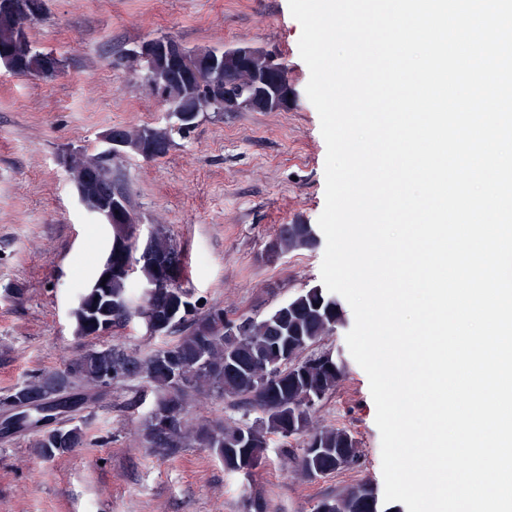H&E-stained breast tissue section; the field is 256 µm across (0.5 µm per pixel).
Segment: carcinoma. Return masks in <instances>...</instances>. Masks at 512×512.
<instances>
[{
    "label": "carcinoma",
    "instance_id": "obj_1",
    "mask_svg": "<svg viewBox=\"0 0 512 512\" xmlns=\"http://www.w3.org/2000/svg\"><path fill=\"white\" fill-rule=\"evenodd\" d=\"M24 0H0V55L15 62L13 72L52 78L60 70V60L46 62V53L36 49L28 36V28L39 18L23 8ZM224 58V66L209 81L196 87L198 112L181 120L177 128L115 127L122 142V153L109 157L105 152L93 156H70L67 169L85 207L96 206L108 187L121 190L124 208L134 212L131 197L114 174L117 162L128 156H143L144 145L155 146L153 159L165 156L173 142V134L190 130L205 112L220 115L214 102L224 98V76H229L233 89L249 95L250 111L275 112L285 106L288 85L274 77L264 78L267 57L254 51L243 61L232 48L223 53L213 49L185 51L184 69L172 73L164 85L167 96L177 98L188 89L187 81L207 59ZM112 268H98L95 280L106 279L104 287L94 293L83 290L77 309L73 311L75 334L100 336L109 333L122 321L134 317L152 323L150 331L167 335L180 326L188 332L173 344L153 354L140 357L115 346L89 350L71 360L63 372H50L32 377L12 393L0 398V408L22 402L33 395L42 399H58L62 403H79L66 391L100 392L108 386L104 371L112 369L113 378L140 376L152 388L154 402L141 430L142 438L155 451L172 455L189 441L212 449L230 471H239L241 458L261 462L269 437L287 439L306 434L315 451L288 449L289 459L298 463L310 477H323L357 464L358 441L344 429H309V409L336 387L342 375L336 360H324L322 354H302L321 337L330 334L341 320L336 298L313 287L304 289L287 303L262 319L241 317L232 320L224 310L186 312L188 291L181 284L180 250L165 227L159 225L150 239V258L138 260L134 255L132 224H111ZM318 244L313 225L297 222L280 226L271 249L279 255L311 250ZM137 275L141 283H162L164 288L155 302L136 305L131 279ZM239 325L242 335L231 336V326ZM210 391L221 397L241 401L246 412L260 413L251 424L218 423L195 426L183 415V403L193 392ZM170 419L159 433L158 423ZM84 433L78 426L45 428L35 442L43 456L54 458L83 443ZM324 512H397L383 504L376 489L361 482L347 493L321 502Z\"/></svg>",
    "mask_w": 512,
    "mask_h": 512
}]
</instances>
